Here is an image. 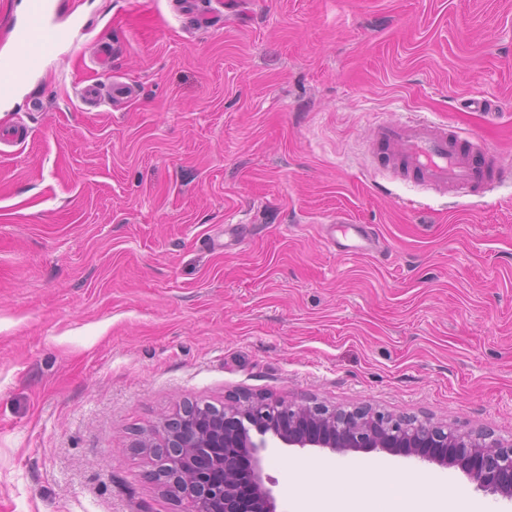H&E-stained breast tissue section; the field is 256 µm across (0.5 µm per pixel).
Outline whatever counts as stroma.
Here are the masks:
<instances>
[{"label":"stroma","mask_w":512,"mask_h":512,"mask_svg":"<svg viewBox=\"0 0 512 512\" xmlns=\"http://www.w3.org/2000/svg\"><path fill=\"white\" fill-rule=\"evenodd\" d=\"M55 5L73 46L0 103L29 130L0 153V512H182L137 442L241 392L512 437V181L442 196L369 149L424 117L512 166V0ZM353 458L268 449L277 512L286 463Z\"/></svg>","instance_id":"obj_1"}]
</instances>
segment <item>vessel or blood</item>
Listing matches in <instances>:
<instances>
[{
  "mask_svg": "<svg viewBox=\"0 0 512 512\" xmlns=\"http://www.w3.org/2000/svg\"><path fill=\"white\" fill-rule=\"evenodd\" d=\"M10 35L20 55L0 57V92L28 86L37 67L70 43V31L60 26L52 0H29L22 23ZM374 144L402 175L426 188L458 197L487 189L512 175L480 138H453L446 127L411 119L379 124Z\"/></svg>",
  "mask_w": 512,
  "mask_h": 512,
  "instance_id": "vessel-or-blood-1",
  "label": "vessel or blood"
}]
</instances>
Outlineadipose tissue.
Instances as JSON below:
<instances>
[{
    "label": "adipose tissue",
    "instance_id": "obj_1",
    "mask_svg": "<svg viewBox=\"0 0 512 512\" xmlns=\"http://www.w3.org/2000/svg\"><path fill=\"white\" fill-rule=\"evenodd\" d=\"M290 512H336L338 505L366 502L369 512H482L464 487L403 475L369 460L331 466L302 459L288 464Z\"/></svg>",
    "mask_w": 512,
    "mask_h": 512
}]
</instances>
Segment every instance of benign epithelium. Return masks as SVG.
I'll use <instances>...</instances> for the list:
<instances>
[{"mask_svg":"<svg viewBox=\"0 0 512 512\" xmlns=\"http://www.w3.org/2000/svg\"><path fill=\"white\" fill-rule=\"evenodd\" d=\"M321 448L333 453L383 451L458 468L481 491L512 500V438L460 429L428 418L394 415L369 405L330 407L242 394L203 417L182 409L140 447L163 449L159 483L186 512H276L266 486L269 448ZM250 461L252 492L241 495L239 463Z\"/></svg>","mask_w":512,"mask_h":512,"instance_id":"1","label":"benign epithelium"}]
</instances>
